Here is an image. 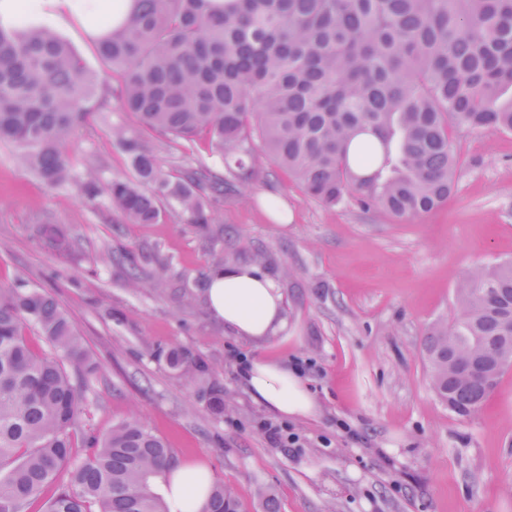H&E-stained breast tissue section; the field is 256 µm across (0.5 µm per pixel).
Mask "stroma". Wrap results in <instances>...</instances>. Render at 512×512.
<instances>
[{
    "instance_id": "1",
    "label": "stroma",
    "mask_w": 512,
    "mask_h": 512,
    "mask_svg": "<svg viewBox=\"0 0 512 512\" xmlns=\"http://www.w3.org/2000/svg\"><path fill=\"white\" fill-rule=\"evenodd\" d=\"M49 29L84 68L109 65L96 33L63 14ZM111 89L63 144L68 180L43 182L0 143V283L52 294L100 371L88 384L81 428L100 435L137 416L182 462L206 463L243 512H512V367L468 417L435 395L425 356L429 328L457 313L456 288L473 269L512 261V133L457 129L455 187L443 206L397 222L353 199L328 207L308 197L262 149L244 175L228 170L205 137L145 138L164 170L225 182L214 220L186 223L169 202L157 224L127 223L107 193L81 186L131 175L112 130L136 128ZM279 201L289 221L267 213ZM43 224L68 229L74 255L54 252ZM262 263L286 298L288 328L263 345L231 336L203 301L208 270ZM206 360L224 391L212 412L169 367L168 352ZM296 367L317 404L308 416L271 413L246 388L255 358ZM295 435L272 443L265 424Z\"/></svg>"
}]
</instances>
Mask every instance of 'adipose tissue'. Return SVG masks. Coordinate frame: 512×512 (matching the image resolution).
<instances>
[{
  "mask_svg": "<svg viewBox=\"0 0 512 512\" xmlns=\"http://www.w3.org/2000/svg\"><path fill=\"white\" fill-rule=\"evenodd\" d=\"M120 22L129 0H0V22L9 24L22 14H46L48 9ZM211 316L235 336L262 344L288 326L284 294L276 280L253 264L217 265L210 269L204 290ZM249 392L282 416H308L316 402L300 375L288 366L255 359L245 375ZM213 483L211 471L182 464L171 470L163 486L165 498L180 512H202Z\"/></svg>",
  "mask_w": 512,
  "mask_h": 512,
  "instance_id": "adipose-tissue-1",
  "label": "adipose tissue"
}]
</instances>
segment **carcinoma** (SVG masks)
Here are the masks:
<instances>
[{
	"mask_svg": "<svg viewBox=\"0 0 512 512\" xmlns=\"http://www.w3.org/2000/svg\"><path fill=\"white\" fill-rule=\"evenodd\" d=\"M131 0L102 34L110 74L92 76L66 42L40 27L0 26V142L45 182L67 180L61 149L86 116L96 84H118L140 129L191 141L205 135L243 168L254 141L306 195L334 207L347 198L408 221L447 201L458 159L455 128L512 132V0ZM133 176L106 191L135 224H156L173 200L189 224H210L224 183L167 174L141 133L115 128ZM41 234L59 253L73 238ZM458 288L459 313L433 326L425 352L431 384L458 416L489 394L448 367L500 356L512 321L490 302L512 301V263L477 269ZM33 327L50 350L23 334ZM167 363L216 411L224 402L209 366L189 351ZM98 366L55 300L0 285V512H25L51 483L47 512H168L152 478L173 451L135 417L99 436L80 430L84 387ZM90 453L72 459L75 438ZM241 504L213 483L205 512Z\"/></svg>",
	"mask_w": 512,
	"mask_h": 512,
	"instance_id": "carcinoma-1",
	"label": "carcinoma"
}]
</instances>
